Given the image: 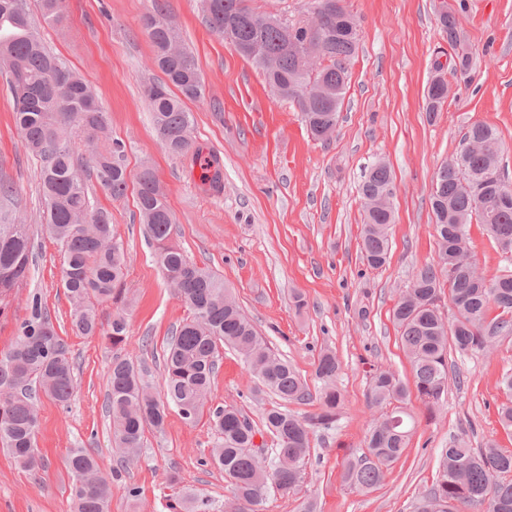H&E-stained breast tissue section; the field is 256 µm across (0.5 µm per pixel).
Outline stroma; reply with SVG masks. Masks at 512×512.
<instances>
[{
    "label": "stroma",
    "mask_w": 512,
    "mask_h": 512,
    "mask_svg": "<svg viewBox=\"0 0 512 512\" xmlns=\"http://www.w3.org/2000/svg\"><path fill=\"white\" fill-rule=\"evenodd\" d=\"M463 15L461 40L472 65L448 75L451 93L442 112L428 118L425 95L432 64L448 50L438 25L441 3ZM359 22V50L350 66L337 136L313 139L300 112L275 98L253 63L206 26L199 0H170L182 39L195 55L205 98L188 103L192 136L223 167L219 188L204 185L197 164L167 153L158 143L145 84L160 80L152 46L141 26L151 0H64L63 28L40 24L49 50L96 93L110 137L124 146L128 175L150 164L174 215L172 241L199 266L232 288L244 313L270 347L318 391L315 362L335 352L340 416L335 427L317 430L305 459L304 479L294 494L268 490L256 512H300L303 500L317 512H416L436 478L444 448L457 437L471 447L486 438L512 450L497 408L512 401L500 386L512 372V336L492 352H449L448 389L436 413L417 396L406 402L415 420L409 445L374 490L349 487L342 472L350 455L362 454L372 411L367 389L374 369L411 381V364L398 339L392 308L413 272L435 255L431 183L476 123L498 129L505 145V176L512 181V0H345ZM8 75L0 70V183L11 197L0 209L30 225L36 260L26 288L0 315V353L8 351L26 315L29 292L41 293L59 335L76 364L77 389L68 406L42 399L38 447L43 465L23 470L0 448V512H72L70 449L83 448L112 480L110 512H169L185 496L210 500L216 512L233 499L222 471L206 459L220 435L208 418L186 425L169 408L163 432L146 429L144 447L122 464L105 403L108 372L116 354L133 358L145 379L163 395V353L173 329L188 317L169 288L140 223L133 195L115 200L91 184L92 206L112 214L126 254L128 300L100 306L102 322L123 313L127 338L112 346L103 336L70 330V305L62 288V253L46 228L39 192L40 162L15 126ZM282 112L287 124L262 135L240 124V112ZM383 160L394 175V222L390 257L381 269L360 254L364 222L358 185L371 163ZM306 307L296 311L295 295ZM256 378L230 350H222L210 405L239 409L259 422L274 396L257 392Z\"/></svg>",
    "instance_id": "obj_1"
}]
</instances>
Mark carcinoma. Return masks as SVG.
Returning a JSON list of instances; mask_svg holds the SVG:
<instances>
[{"label": "carcinoma", "mask_w": 512, "mask_h": 512, "mask_svg": "<svg viewBox=\"0 0 512 512\" xmlns=\"http://www.w3.org/2000/svg\"><path fill=\"white\" fill-rule=\"evenodd\" d=\"M45 23L64 21L61 0H40ZM252 0H209L203 18L208 29L230 41L247 57L254 42L276 61L269 68L253 60L267 85H277L280 98L296 105L317 140L338 126L349 83V66L359 49L358 22L337 0L326 15L321 58L307 63L285 41L283 24H258ZM142 29L154 51V64L165 82L149 84L144 97L152 112L161 146L177 157H199L191 137L193 117L188 101L204 98V85L193 53L183 45L171 17L170 0H152ZM453 50L451 72L471 68L470 56L459 51L461 24L450 9L438 18ZM0 67L9 75L16 127L26 149L41 162L40 191L47 227L63 248L62 287L70 304V329L76 336L106 335L117 345L126 336V320L112 315L100 321L98 307L126 299L125 253L117 242L112 214L91 206L88 181L95 179L112 198L125 195L129 175L122 146L109 139L107 113L94 90L54 56L33 25L27 0H0ZM448 98L428 86L426 112L433 116ZM91 147L85 164H75V144ZM499 132L476 123L465 133L456 154L434 179L431 207L435 216V258L411 277L409 288L393 308L401 346L410 360L413 384L429 414L440 407L448 387V349L490 351L512 336V183L501 165ZM365 218L361 255L373 269L388 263L389 228L394 220L393 175L384 161L372 164L358 185ZM136 206L141 223L155 245V258L168 283L189 307L191 316L176 328L163 355L165 399L155 396L141 368L130 357H114L109 371L107 409L124 461L136 458L146 428L163 431L169 405L194 425L207 414L222 443L210 451L214 466L231 480L237 512H254L268 485L289 495L302 481V465L311 435L338 420L336 379L341 364L324 350L315 364L321 382L320 411L299 417L274 407L261 416V428L240 424L242 413L227 406H207L218 368L219 348L236 353L258 380L259 390L286 402L313 399L308 385L288 361L277 356L240 308L232 290L211 270L190 262L171 243L174 216L153 168L136 177ZM482 225L508 266L486 279L469 250V226ZM30 225L18 224L0 211V314L14 291L27 286L33 263ZM454 308L452 321L439 309L443 294ZM76 386L74 364L50 312L38 292L30 293L25 317L17 326L13 347L0 355V446L28 471H37L42 456L37 444V402L41 396L66 404ZM409 387L391 369L377 368L369 381L368 404L382 413L372 419L366 451L348 461L345 484L370 490L382 483L408 447L406 400ZM276 441L273 461L254 451L256 435ZM72 476L73 512H109L111 482L95 457L74 448L67 459ZM418 512H512V451L489 438L481 448L456 439L443 449L435 482L423 495Z\"/></svg>", "instance_id": "carcinoma-1"}]
</instances>
